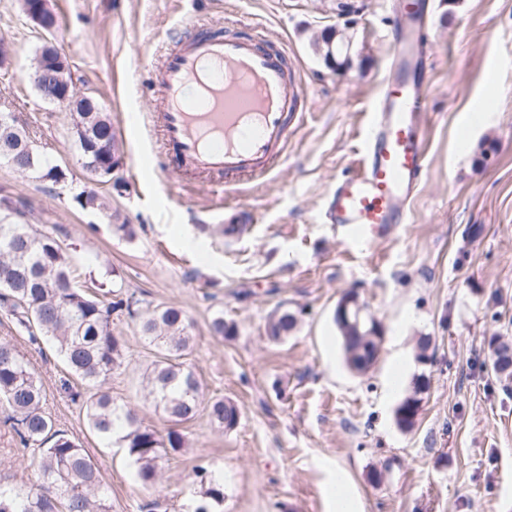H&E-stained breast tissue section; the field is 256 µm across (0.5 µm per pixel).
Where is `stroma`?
<instances>
[{
    "label": "stroma",
    "instance_id": "1",
    "mask_svg": "<svg viewBox=\"0 0 512 512\" xmlns=\"http://www.w3.org/2000/svg\"><path fill=\"white\" fill-rule=\"evenodd\" d=\"M53 43L71 66L75 90L112 120L123 157L111 182L87 176L65 107L40 98L32 62L45 40L23 0H0V111L22 113L40 149L95 192L107 210H86L36 172L0 163V196L27 204L36 230L70 252L77 284L89 278L117 295L174 303L194 337L185 361L203 400L239 411L227 430L206 413L183 425L186 445L160 462L142 487L126 449L92 433L62 389L71 378L51 343L34 349L0 312V339L13 342L45 386V410L100 470L112 512H187L193 471L224 479L223 512H512V381L490 370L493 339L512 341V0H431L434 64L427 99L429 161L407 223L388 236L350 243L325 223L328 194L356 168L363 130L390 64L384 34L395 17L383 0H50ZM259 17L272 44L287 42L312 109L292 135L275 174L244 194L210 196L192 175L151 173L158 152L146 122L157 93L151 67L189 20L213 30ZM351 46L334 68L314 51L327 30ZM254 214L224 233V210ZM130 225L125 236L121 225ZM355 293L382 325L377 364L365 375L344 362L334 321ZM297 325L268 340L269 315ZM234 336H211L216 315ZM126 358L103 389L143 426L170 424L142 387L154 358L137 322L112 323ZM431 340L428 362L418 341ZM419 392L412 429L395 409ZM38 452L20 451L0 425V489L38 488Z\"/></svg>",
    "mask_w": 512,
    "mask_h": 512
}]
</instances>
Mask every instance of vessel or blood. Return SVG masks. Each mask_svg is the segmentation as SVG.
<instances>
[{"label":"vessel or blood","mask_w":512,"mask_h":512,"mask_svg":"<svg viewBox=\"0 0 512 512\" xmlns=\"http://www.w3.org/2000/svg\"><path fill=\"white\" fill-rule=\"evenodd\" d=\"M395 2L392 72L372 105L356 171L338 179L329 196L331 223L364 241L406 223L429 152V88L415 77L432 55L426 10L415 0ZM289 59L287 45L268 42L261 19L224 34L191 24L153 75L166 165L201 176L204 188L217 193L272 174L309 112Z\"/></svg>","instance_id":"obj_1"}]
</instances>
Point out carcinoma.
I'll return each mask as SVG.
<instances>
[{
	"instance_id": "carcinoma-1",
	"label": "carcinoma",
	"mask_w": 512,
	"mask_h": 512,
	"mask_svg": "<svg viewBox=\"0 0 512 512\" xmlns=\"http://www.w3.org/2000/svg\"><path fill=\"white\" fill-rule=\"evenodd\" d=\"M72 135L79 156H91L100 167L96 178L112 179V155L119 152L112 121L105 112H78ZM33 170L64 190L72 188L66 172L37 152ZM72 199L83 209H99L101 203L93 192H72ZM0 212L10 220H0V309L26 333L29 341L43 338L54 343L70 373L83 385L95 390L82 402L91 430L108 437L115 427H123L119 443L138 465L137 479L144 487L158 477L160 460L179 452L185 444L180 426L199 412V382L185 365L189 349L191 323L175 305H157L140 311L142 300L135 294L112 300V291L86 286L73 279L72 256L60 240L33 229L31 212L25 204L8 196L0 197ZM121 312L140 319L145 340L157 349V359L147 374V388L156 406L166 414L171 427L165 436L141 425L136 414L118 405L112 395L97 390L119 367L125 357V343L112 331V315ZM296 326V317L277 311L266 323V334L278 342ZM342 336L345 356L352 357L350 369L358 374L369 371L378 360L374 340L367 336L369 323H336ZM210 333L224 338L235 334V326L215 316ZM400 403L396 411L400 426L410 429L419 410L416 394ZM42 382L27 369L16 347L0 341V404L9 423L27 449L38 447L43 482L23 497L0 492V512H112L99 473L91 457L73 437L54 429V422L44 410ZM207 415L211 422L230 430L239 421L237 407L222 398L209 401ZM194 483L200 486L193 512H221L224 484L204 467L194 470Z\"/></svg>"
}]
</instances>
